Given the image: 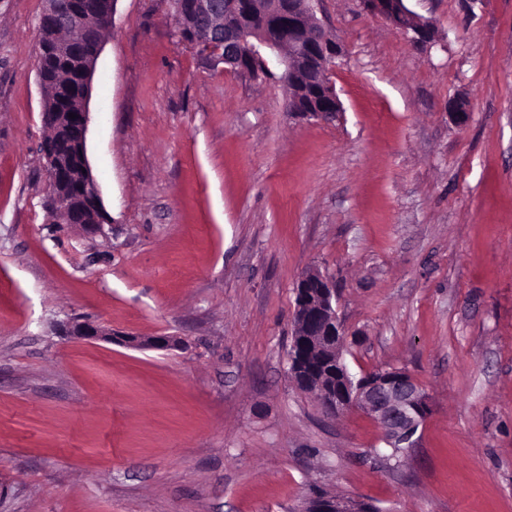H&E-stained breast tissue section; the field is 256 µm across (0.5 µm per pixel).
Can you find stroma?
<instances>
[{
    "instance_id": "obj_1",
    "label": "stroma",
    "mask_w": 512,
    "mask_h": 512,
    "mask_svg": "<svg viewBox=\"0 0 512 512\" xmlns=\"http://www.w3.org/2000/svg\"><path fill=\"white\" fill-rule=\"evenodd\" d=\"M413 42L321 0L328 121L278 73L181 42L171 0H117L86 151L109 235L49 206L45 0H0V512H512V0H405ZM467 97L457 125L450 104ZM331 276L353 376L431 397L415 448L288 375L295 287ZM71 318L170 349L69 339ZM302 512H377V508L368 501L334 498L327 503L315 507L311 503H305Z\"/></svg>"
}]
</instances>
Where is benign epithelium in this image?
Instances as JSON below:
<instances>
[{
  "mask_svg": "<svg viewBox=\"0 0 512 512\" xmlns=\"http://www.w3.org/2000/svg\"><path fill=\"white\" fill-rule=\"evenodd\" d=\"M316 0H267L264 12L288 20V34L273 35L267 30L244 23L250 17L248 0H189L187 14H179L178 37L196 47L210 59L228 69L252 74L257 68L270 72L268 57L273 55L280 66L283 81L300 77L308 89L288 96V112L316 120L332 119L342 111L340 100L331 80L335 59L341 46L329 37L316 17ZM364 8L398 29L413 34L416 42L430 40L431 26L411 11L405 0H361ZM82 19L77 0H48L39 27L55 28L64 21L70 25ZM103 41L90 39L89 44L57 43L54 52L75 59L78 92L71 99L58 94L49 102V111L42 120L80 127V147L73 165L81 170L73 186L74 193L85 200L86 208L77 210L56 193L59 183L68 175V160L56 143H46L42 153L46 159L50 199L55 213L65 224H73L91 236H106L105 218L100 191L89 165L86 152V133L89 123L88 102L97 60ZM77 118H69V114ZM470 114L469 102L458 98L450 105V115L462 125ZM295 320L299 330L293 334L291 347L321 353V363L336 365L339 379L336 393L325 398L330 413L358 409L371 416L382 430V441L388 448H413L417 433L431 414V400L424 387L401 368L378 369L353 379L342 360L344 331L336 313V289L324 274L312 273L299 280ZM60 334L81 340L120 341L131 347L167 349L175 345L171 336L117 335L99 323L73 319L60 327ZM302 512H377L364 500L334 498L315 507L305 504Z\"/></svg>",
  "mask_w": 512,
  "mask_h": 512,
  "instance_id": "1",
  "label": "benign epithelium"
}]
</instances>
